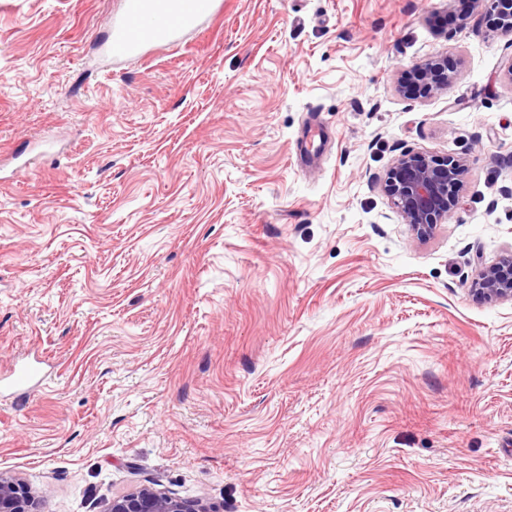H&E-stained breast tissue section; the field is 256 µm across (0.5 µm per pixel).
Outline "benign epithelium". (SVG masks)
<instances>
[{"instance_id": "benign-epithelium-1", "label": "benign epithelium", "mask_w": 512, "mask_h": 512, "mask_svg": "<svg viewBox=\"0 0 512 512\" xmlns=\"http://www.w3.org/2000/svg\"><path fill=\"white\" fill-rule=\"evenodd\" d=\"M484 7V20L493 34L512 36V0H472ZM455 71L441 58H429L409 73L400 93L427 98L448 87ZM466 163L461 158L424 152L401 154L385 173L382 190L397 213L419 238L429 236L452 215L459 201ZM477 294L486 301H512V252L478 271ZM0 512H45L44 500L13 475L0 473ZM106 512H216L198 500L175 499L151 487L112 499Z\"/></svg>"}]
</instances>
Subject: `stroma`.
Wrapping results in <instances>:
<instances>
[{"label": "stroma", "instance_id": "stroma-1", "mask_svg": "<svg viewBox=\"0 0 512 512\" xmlns=\"http://www.w3.org/2000/svg\"><path fill=\"white\" fill-rule=\"evenodd\" d=\"M121 0H0V472L47 512H512V38L460 0H223L105 67ZM461 61L428 98L412 66ZM322 125L318 173L295 160ZM463 157L414 236L381 181ZM477 294L486 301H512V251L496 263L481 266L478 271ZM105 512H219L198 500L175 499L151 487L112 499Z\"/></svg>", "mask_w": 512, "mask_h": 512}]
</instances>
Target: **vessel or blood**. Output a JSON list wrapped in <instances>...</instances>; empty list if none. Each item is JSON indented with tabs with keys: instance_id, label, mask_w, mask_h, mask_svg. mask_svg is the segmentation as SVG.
Listing matches in <instances>:
<instances>
[{
	"instance_id": "b4317fda",
	"label": "vessel or blood",
	"mask_w": 512,
	"mask_h": 512,
	"mask_svg": "<svg viewBox=\"0 0 512 512\" xmlns=\"http://www.w3.org/2000/svg\"><path fill=\"white\" fill-rule=\"evenodd\" d=\"M220 8V0H192L190 9L175 11L172 0H124L109 20L106 54L115 61L145 55L155 48L178 47L183 33Z\"/></svg>"
}]
</instances>
